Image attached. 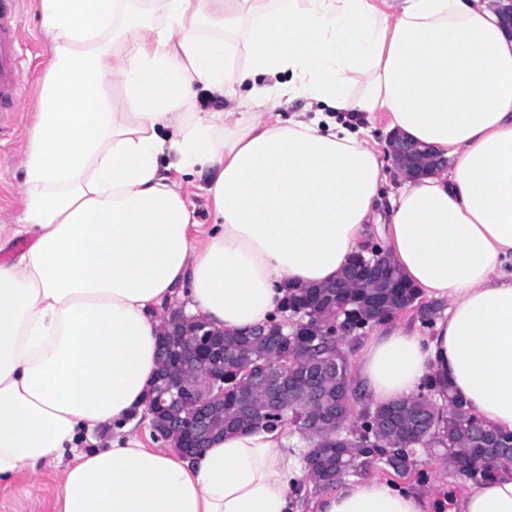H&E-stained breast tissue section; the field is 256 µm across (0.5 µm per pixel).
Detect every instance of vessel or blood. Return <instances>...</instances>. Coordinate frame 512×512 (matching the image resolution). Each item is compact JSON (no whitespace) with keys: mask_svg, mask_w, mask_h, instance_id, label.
I'll return each mask as SVG.
<instances>
[{"mask_svg":"<svg viewBox=\"0 0 512 512\" xmlns=\"http://www.w3.org/2000/svg\"><path fill=\"white\" fill-rule=\"evenodd\" d=\"M19 0H0V120L21 109L28 46L22 32Z\"/></svg>","mask_w":512,"mask_h":512,"instance_id":"1","label":"vessel or blood"}]
</instances>
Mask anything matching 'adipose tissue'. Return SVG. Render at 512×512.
<instances>
[{"instance_id": "ef3b65f1", "label": "adipose tissue", "mask_w": 512, "mask_h": 512, "mask_svg": "<svg viewBox=\"0 0 512 512\" xmlns=\"http://www.w3.org/2000/svg\"><path fill=\"white\" fill-rule=\"evenodd\" d=\"M148 2L40 0L51 54L21 160L35 241L0 265V484L52 458L58 512H430L381 477L300 499L311 479L277 429L185 459L146 447L134 415L166 306L249 331L337 279L380 224L448 308L428 336L380 324L363 393L401 401L437 372L512 431V39L493 0ZM202 90L224 110L200 111ZM379 110L452 166L384 194L364 125ZM200 176L205 227L182 184ZM455 502L512 512V470Z\"/></svg>"}]
</instances>
